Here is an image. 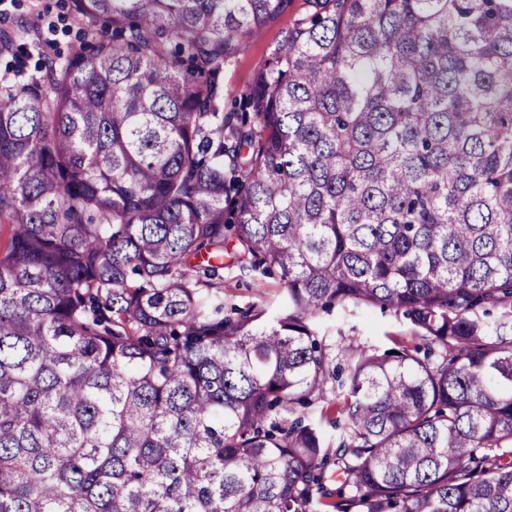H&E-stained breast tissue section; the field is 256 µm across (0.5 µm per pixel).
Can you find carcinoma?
<instances>
[{"label": "carcinoma", "instance_id": "obj_1", "mask_svg": "<svg viewBox=\"0 0 512 512\" xmlns=\"http://www.w3.org/2000/svg\"><path fill=\"white\" fill-rule=\"evenodd\" d=\"M72 2L0 94V512H512V0H305L242 113L288 0ZM305 8L304 0H292L286 10L251 35L247 47L224 70V111L233 109L235 104L239 106L254 72L281 43ZM264 282V288H256L252 278L224 269V302L243 308L263 301L275 309L281 301L280 282L276 278L265 279ZM323 321L334 327L328 336H358L361 341L379 349L395 347L396 342L417 343L413 337L416 333L409 321L393 312L382 314L379 309H373L370 313L360 311L348 316L336 312V316Z\"/></svg>", "mask_w": 512, "mask_h": 512}]
</instances>
